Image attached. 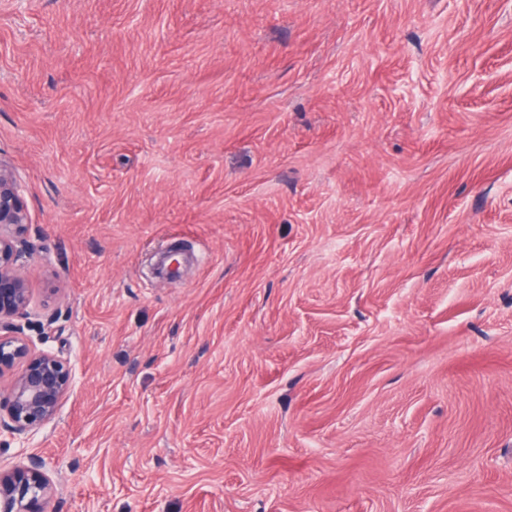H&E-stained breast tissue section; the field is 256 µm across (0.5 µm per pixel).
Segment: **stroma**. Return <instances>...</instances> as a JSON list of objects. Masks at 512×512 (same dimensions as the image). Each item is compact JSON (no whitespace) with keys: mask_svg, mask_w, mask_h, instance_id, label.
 I'll use <instances>...</instances> for the list:
<instances>
[{"mask_svg":"<svg viewBox=\"0 0 512 512\" xmlns=\"http://www.w3.org/2000/svg\"><path fill=\"white\" fill-rule=\"evenodd\" d=\"M0 158L46 512H512V0H0ZM28 222L22 187L0 159V378L20 366L6 400L0 395V434L4 429L13 436L29 434L53 419L74 380L69 363L59 355L35 353L18 338L2 336V331L13 332L14 319L26 313L31 301L28 283L18 271L24 250L17 234Z\"/></svg>","mask_w":512,"mask_h":512,"instance_id":"35a3bbf8","label":"stroma"}]
</instances>
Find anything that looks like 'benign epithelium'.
I'll return each instance as SVG.
<instances>
[{"instance_id":"7a95c632","label":"benign epithelium","mask_w":512,"mask_h":512,"mask_svg":"<svg viewBox=\"0 0 512 512\" xmlns=\"http://www.w3.org/2000/svg\"><path fill=\"white\" fill-rule=\"evenodd\" d=\"M28 224L22 187L12 169L0 160V332H11L13 321L26 313L31 293L18 271L24 250L18 232ZM13 372L9 393L0 408V430L26 435L55 417L73 384L69 363L47 352L35 353L23 341L0 335V376ZM54 491L39 455L26 464L0 469V512H45L43 504Z\"/></svg>"}]
</instances>
